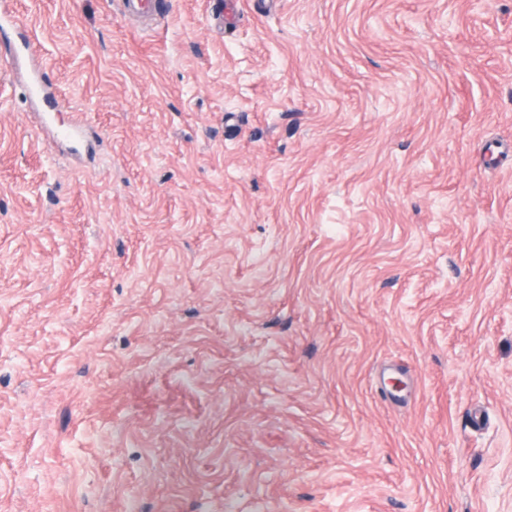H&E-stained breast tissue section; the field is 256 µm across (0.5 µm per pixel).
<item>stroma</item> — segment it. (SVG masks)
<instances>
[{
  "mask_svg": "<svg viewBox=\"0 0 512 512\" xmlns=\"http://www.w3.org/2000/svg\"><path fill=\"white\" fill-rule=\"evenodd\" d=\"M12 0L0 512H512V0ZM42 120L40 129L43 131H50L51 134L55 135L59 139H66L73 142H80L85 131V125L80 118L79 113H75L73 123L65 128H55L52 124V118L50 112H42Z\"/></svg>",
  "mask_w": 512,
  "mask_h": 512,
  "instance_id": "obj_1",
  "label": "stroma"
}]
</instances>
